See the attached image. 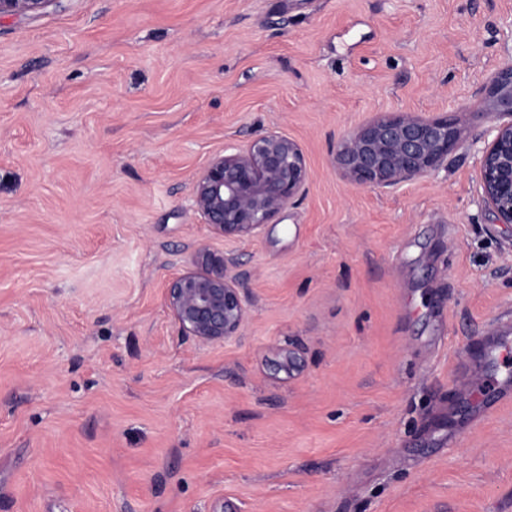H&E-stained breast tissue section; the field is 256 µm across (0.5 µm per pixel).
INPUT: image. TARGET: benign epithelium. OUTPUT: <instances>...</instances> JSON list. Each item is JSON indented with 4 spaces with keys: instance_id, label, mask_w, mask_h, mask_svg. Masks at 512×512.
<instances>
[{
    "instance_id": "1",
    "label": "benign epithelium",
    "mask_w": 512,
    "mask_h": 512,
    "mask_svg": "<svg viewBox=\"0 0 512 512\" xmlns=\"http://www.w3.org/2000/svg\"><path fill=\"white\" fill-rule=\"evenodd\" d=\"M59 0H0V17L35 16ZM485 109L509 121L496 126L481 156L482 200L496 223L512 233V65L491 78ZM460 145V131L446 114L421 117L394 112L373 120L336 144V163L359 187L374 188L420 178L436 169ZM308 169L301 147L278 132L254 138L242 150L210 159L193 188V210L213 234L252 238L303 191ZM236 258L205 246L166 288L167 307L181 335L212 343L239 335L247 317L240 277L227 269ZM278 373L295 368L292 352L272 361Z\"/></svg>"
}]
</instances>
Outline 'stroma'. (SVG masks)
Here are the masks:
<instances>
[{
	"label": "stroma",
	"mask_w": 512,
	"mask_h": 512,
	"mask_svg": "<svg viewBox=\"0 0 512 512\" xmlns=\"http://www.w3.org/2000/svg\"><path fill=\"white\" fill-rule=\"evenodd\" d=\"M512 0H61L0 18V512H512V400L473 348L512 319L482 201ZM452 115L462 144L363 188L343 135ZM280 132L301 199L213 234L197 173ZM234 255L239 336H181L168 282ZM295 353L274 373L277 348Z\"/></svg>",
	"instance_id": "35a3bbf8"
}]
</instances>
